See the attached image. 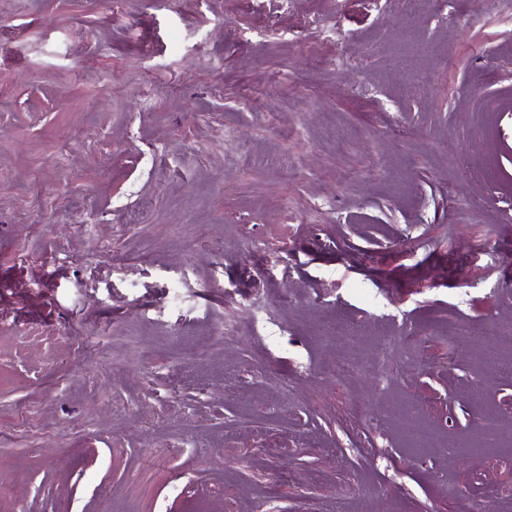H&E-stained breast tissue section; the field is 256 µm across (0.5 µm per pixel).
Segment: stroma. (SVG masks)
I'll use <instances>...</instances> for the list:
<instances>
[{"instance_id":"1","label":"stroma","mask_w":512,"mask_h":512,"mask_svg":"<svg viewBox=\"0 0 512 512\" xmlns=\"http://www.w3.org/2000/svg\"><path fill=\"white\" fill-rule=\"evenodd\" d=\"M499 10L0 0V512H512ZM491 337L493 338L492 343L487 344L483 359L496 361L499 365L502 378L510 381L512 377V358L505 355L504 348L506 343L510 346L512 340L511 332L506 336ZM402 336H383L382 352L377 356V366L382 373H389L397 362ZM489 445L500 448L512 446L511 432L505 433L498 427L492 412L484 414L481 434L477 433L474 438V446L486 447Z\"/></svg>"}]
</instances>
